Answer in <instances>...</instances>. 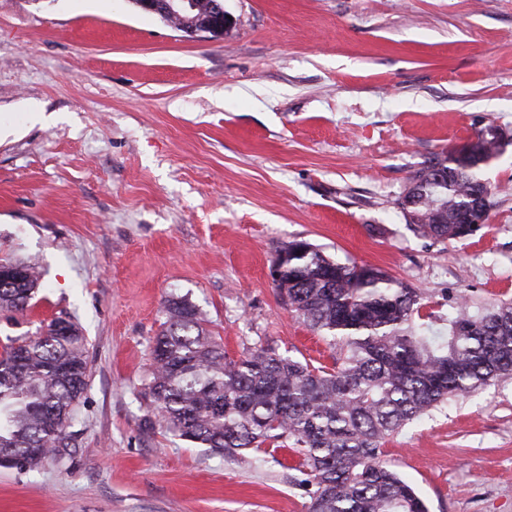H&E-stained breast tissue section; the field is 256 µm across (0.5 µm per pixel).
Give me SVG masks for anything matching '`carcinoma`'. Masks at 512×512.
<instances>
[{"label":"carcinoma","instance_id":"obj_1","mask_svg":"<svg viewBox=\"0 0 512 512\" xmlns=\"http://www.w3.org/2000/svg\"><path fill=\"white\" fill-rule=\"evenodd\" d=\"M493 123L477 145L424 162L395 201L410 229L437 242L474 233L459 223L476 193L494 205L483 177L503 153ZM282 300L312 331L341 346L334 366H314L271 347L238 360L203 326L196 306L170 297L153 340L145 383L148 413L166 431L234 458L265 444L298 458L314 487L308 512H428L383 459L386 438L430 410L512 377V301L474 314L466 299L448 310V335L428 336L420 289L378 268L341 263L304 239L281 248ZM0 279V311L24 313L39 278ZM82 326L56 317L32 337L0 347V466L28 470L60 460L87 388Z\"/></svg>","mask_w":512,"mask_h":512}]
</instances>
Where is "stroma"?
Returning <instances> with one entry per match:
<instances>
[{
  "label": "stroma",
  "instance_id": "1",
  "mask_svg": "<svg viewBox=\"0 0 512 512\" xmlns=\"http://www.w3.org/2000/svg\"><path fill=\"white\" fill-rule=\"evenodd\" d=\"M224 36L184 37L133 0H0V264H34L0 345L74 317L88 387L65 458L0 468V512H307L273 447L228 458L143 430L166 300L192 302L228 356L336 347L279 297L277 250L305 239L424 294L512 298V146L473 235L414 234L394 202L476 121L512 135V0H224ZM429 512H512V379L389 436Z\"/></svg>",
  "mask_w": 512,
  "mask_h": 512
}]
</instances>
